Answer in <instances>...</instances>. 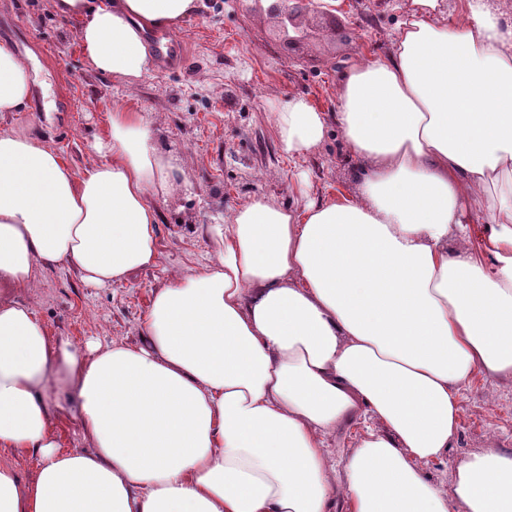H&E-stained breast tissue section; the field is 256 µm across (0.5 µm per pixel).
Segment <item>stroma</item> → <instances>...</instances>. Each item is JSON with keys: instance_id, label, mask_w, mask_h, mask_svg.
<instances>
[{"instance_id": "obj_1", "label": "stroma", "mask_w": 512, "mask_h": 512, "mask_svg": "<svg viewBox=\"0 0 512 512\" xmlns=\"http://www.w3.org/2000/svg\"><path fill=\"white\" fill-rule=\"evenodd\" d=\"M392 0H340L315 18L313 38L287 46L272 19L250 0H204L198 17L167 32L169 59L136 85L100 72L82 54L73 21L48 0H0V42L35 69L31 100L0 119V131L37 139L56 150L76 175L99 156L112 109L126 107L155 121L164 147L186 152L190 188L158 202L157 264L122 284L97 288L72 270H40L25 294L50 335L80 344L136 341L151 292L175 271L198 269L216 251L206 227L218 215L263 194L281 204L300 199L307 177L313 199L355 197L360 166L342 135L294 161L279 151L269 102L303 96L319 109H336V83L361 53L389 51L401 14ZM460 425L444 463L425 465L431 481L452 479L457 464L487 447L512 453V382L475 377L463 390Z\"/></svg>"}]
</instances>
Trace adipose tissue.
<instances>
[{"label":"adipose tissue","mask_w":512,"mask_h":512,"mask_svg":"<svg viewBox=\"0 0 512 512\" xmlns=\"http://www.w3.org/2000/svg\"><path fill=\"white\" fill-rule=\"evenodd\" d=\"M99 71L134 84L149 32L202 0H50ZM387 56L339 76L337 110L272 106L291 159L337 126L357 199L256 195L207 232L201 269L156 287L134 344L78 346L22 300L36 271L88 284L156 265V199L182 189L143 113L113 109L103 162L75 175L0 132V512H512V454L447 456L474 376L512 380V24L496 0H410ZM0 44V115L30 99ZM487 225L479 247L469 227ZM75 418L84 447L56 427ZM373 420L333 459L327 436ZM36 456L25 475L20 461Z\"/></svg>","instance_id":"ef3b65f1"}]
</instances>
